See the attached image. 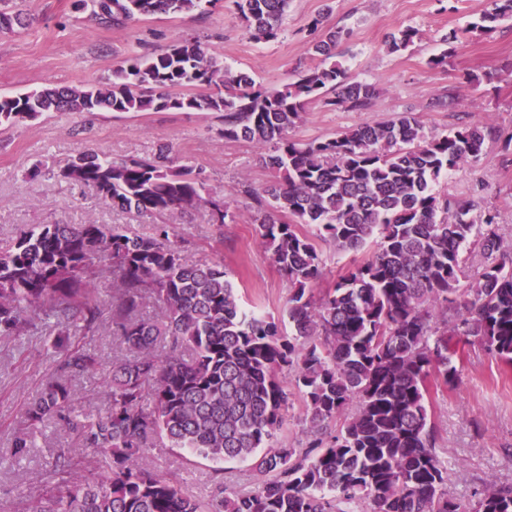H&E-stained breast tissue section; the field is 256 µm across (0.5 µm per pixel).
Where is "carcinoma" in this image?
Instances as JSON below:
<instances>
[{"label": "carcinoma", "mask_w": 512, "mask_h": 512, "mask_svg": "<svg viewBox=\"0 0 512 512\" xmlns=\"http://www.w3.org/2000/svg\"><path fill=\"white\" fill-rule=\"evenodd\" d=\"M219 0H76L123 24L158 13L204 11ZM258 42L280 35L289 0H234ZM512 18V0H492L474 31ZM345 31L313 44L319 63L292 83L255 88L196 40H181L112 71L90 87H45L0 95V125L45 112H216L226 140L265 150L276 181L249 187L256 239L290 284L289 332L244 309L221 263L189 260L169 225L151 237L106 224H37L0 245V338L38 329L61 352L54 375L29 400L11 456L27 457L47 422L80 448L109 458L67 457L46 472L21 512H512V484L489 481L464 507L448 493V467L435 448L426 404L434 379L458 386L457 346L479 345L512 366V249L495 215L470 217L472 201L435 191L439 177L478 157L488 140L512 150L505 133L468 123L425 137L412 114L351 128L324 140L289 138L309 101L347 111L370 108L376 90L334 61ZM57 177L94 188L103 203L142 215L227 207L207 195L201 172L168 155L112 161L83 152ZM287 213L296 223L276 217ZM299 224L343 252L370 256L325 290L321 259ZM485 258L467 278L465 253ZM112 278L111 298L97 282ZM154 303V314L145 309ZM109 331L126 353L103 378L109 406L79 418L77 382L98 370L76 336ZM294 381L308 443L278 440ZM159 442L215 463L248 462L257 487L238 493L219 481L207 500L159 474L145 450Z\"/></svg>", "instance_id": "obj_1"}]
</instances>
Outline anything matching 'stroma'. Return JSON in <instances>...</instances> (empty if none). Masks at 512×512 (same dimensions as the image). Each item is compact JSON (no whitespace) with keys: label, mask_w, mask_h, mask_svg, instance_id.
Returning a JSON list of instances; mask_svg holds the SVG:
<instances>
[{"label":"stroma","mask_w":512,"mask_h":512,"mask_svg":"<svg viewBox=\"0 0 512 512\" xmlns=\"http://www.w3.org/2000/svg\"><path fill=\"white\" fill-rule=\"evenodd\" d=\"M75 0H0V10L19 12L26 26L0 31V94L26 93L51 83L94 86L107 82L122 61L159 51L173 42L196 38L235 70L249 72L257 84L295 80L313 65L310 44L317 34L313 18L348 36L336 60L356 79L375 86L370 110L348 112L310 101L290 130L293 140L334 137L345 130L396 119L410 112L425 134L448 132L463 123L512 128V19L490 33L470 31L471 22L490 0H290L279 38L252 39L242 26L233 0H219L209 13L155 15L124 26L101 24ZM414 28L406 50L390 52L391 34ZM463 33L462 45L449 46L451 32ZM447 53L448 64L433 68L429 58ZM213 112H47L39 118L0 125V240L31 224L115 225L149 236L158 223L169 225L170 238L185 256L199 263H222L239 291L244 308L280 318L288 309L290 286L269 253L255 239L246 187L262 188L274 174L260 151L246 141L220 133ZM167 149L174 165L200 169L213 196L225 199L231 214L224 225L211 222L206 210L145 217L103 204L92 187L59 180L55 172L81 152L113 160L149 158ZM45 168L33 180L34 166ZM436 191L455 200H475L479 211L497 214L498 232L512 245V166L500 147L487 142L478 158L440 177ZM100 361L99 376L79 382L80 410L97 414L107 407L101 374L112 365V334L90 342ZM57 356L42 336L0 340V500L37 490L60 454L81 456L68 431L47 425L31 455L21 463L9 458L10 439L24 417L27 401L53 372ZM456 388L429 387L436 448L448 466V489L462 503L494 480L512 483V369L481 347H466ZM147 458L162 475L178 474L182 488L209 498L214 482L240 493L252 491L248 463L224 468L174 448L148 449Z\"/></svg>","instance_id":"35a3bbf8"}]
</instances>
